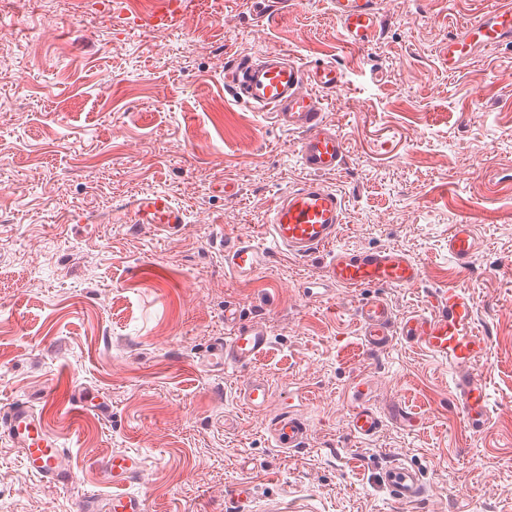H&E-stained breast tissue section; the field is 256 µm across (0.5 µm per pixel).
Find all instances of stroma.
<instances>
[{
	"label": "stroma",
	"mask_w": 512,
	"mask_h": 512,
	"mask_svg": "<svg viewBox=\"0 0 512 512\" xmlns=\"http://www.w3.org/2000/svg\"><path fill=\"white\" fill-rule=\"evenodd\" d=\"M490 6L377 0L381 36L354 49L325 0H200L161 39L139 26L136 0H0V409L43 410L44 393L68 384L110 410L77 427L50 417L64 483L35 475L1 437L0 512H77L111 493L99 466L126 451L144 460L132 489L148 512H234L228 492L246 479L261 501L403 512L378 481L390 460L424 477L414 512H512V44L452 76L437 60L449 18ZM271 48L345 72L348 90L324 95L322 112L346 148L321 178L344 199L339 242L420 260L416 287L337 301L323 253L274 254L247 281L225 274V244L259 231L307 178L298 134L224 87V61ZM152 192L185 209L178 232L128 224L129 204ZM465 220L477 236L461 273L448 230ZM453 285L472 292L490 340L492 425L476 439L447 372L401 341L366 355L351 313L379 294L398 320ZM228 303L270 333L248 368L273 390L261 414L242 407L239 371L205 363L229 333ZM357 377L374 407L406 406L422 424L348 436ZM286 408L310 426L304 450L273 447L262 429Z\"/></svg>",
	"instance_id": "1"
}]
</instances>
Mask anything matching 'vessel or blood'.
I'll list each match as a JSON object with an SVG mask.
<instances>
[{
	"instance_id": "b4317fda",
	"label": "vessel or blood",
	"mask_w": 512,
	"mask_h": 512,
	"mask_svg": "<svg viewBox=\"0 0 512 512\" xmlns=\"http://www.w3.org/2000/svg\"><path fill=\"white\" fill-rule=\"evenodd\" d=\"M192 0H161L160 9L142 16L141 22L157 33L177 25ZM329 9L341 27L344 42L364 48L379 36L382 18L375 0H328ZM512 43V0H498L482 16L462 26L440 50L443 65L457 71L483 49ZM345 74L333 64H304L270 49L257 58L229 60L224 64V85L237 98L269 113L274 121L302 139L297 147L301 167L309 180L280 197L270 211L264 237L249 232L237 235L224 248V267L233 275L250 279L260 273L268 258L281 251L305 259L329 250L328 278L337 290L349 292L367 285L382 288H410L422 275L421 265L394 248L356 250L339 246V228L343 222V202L337 192L321 183V176L336 173L345 155L341 136L322 120V95L345 88ZM131 223L160 231L173 232L186 222L185 210L166 193L156 192L136 199L130 210ZM475 246L474 227L452 225L448 232V252L457 263H468ZM474 298L469 291L451 288L437 292L426 310L394 320L382 297L369 298L353 309L361 326L368 351L388 349L396 340L437 358L451 376L453 400L461 412L467 430L481 434L490 423L489 395L485 377L478 370L488 351V341L474 323ZM224 320L232 327L230 336L216 343L208 361L211 366L244 369L271 344L263 322L242 318L237 306L224 309ZM369 383L358 380L351 390V404L345 415L349 433L364 440L373 437L384 423L383 416L366 396ZM239 395L244 407L263 412L271 398L264 378L241 379ZM47 402L65 413L78 416L86 411L105 412L106 405L74 397L72 392L52 389ZM270 441L286 450L305 447L309 436L307 421L285 410L264 425ZM0 434L7 436L25 453L30 469L53 483L64 482L68 472L43 414L22 403L0 410ZM112 479V493L103 505L88 501L80 512H147L141 494L128 486L143 471L140 456L130 453L112 455L101 464ZM383 487L401 505L410 507L426 495V483L415 467L391 462L379 472ZM235 512H311L308 504L288 505L278 499L256 506L254 488L241 482L229 492Z\"/></svg>"
}]
</instances>
